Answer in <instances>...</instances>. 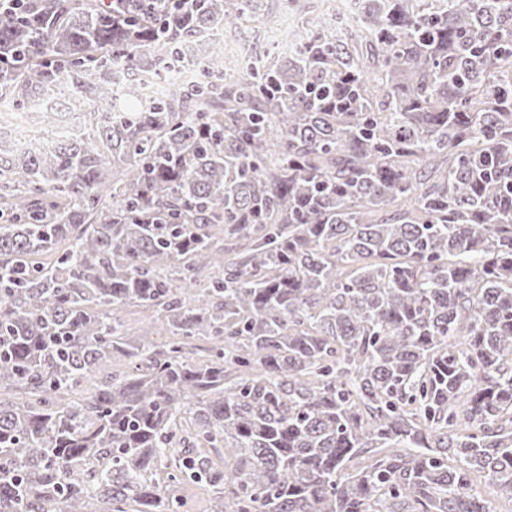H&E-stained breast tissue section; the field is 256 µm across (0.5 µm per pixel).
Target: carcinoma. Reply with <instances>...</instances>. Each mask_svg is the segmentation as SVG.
Here are the masks:
<instances>
[{
    "mask_svg": "<svg viewBox=\"0 0 512 512\" xmlns=\"http://www.w3.org/2000/svg\"><path fill=\"white\" fill-rule=\"evenodd\" d=\"M14 2L0 107L79 111L0 139V512H182L161 472L216 512L512 501V0H366L191 85L170 66L265 0ZM219 225L239 258L203 287ZM131 305L175 340H130ZM115 79L123 90L136 98H145L157 93L158 89L154 85L150 76L133 77L129 70L120 69L115 72ZM54 108L53 101H42L30 109V118L23 123L9 120H1L0 117V137L12 139L20 146L27 145L32 140H41L51 142L55 138V131L47 129L37 123L36 112L51 110ZM129 361L127 358L123 357L119 354H114L112 356L111 363L106 366L105 369L95 373L94 375L88 377L85 381H83L79 387L75 388L68 396L65 401L61 403H66L68 401H77L82 398L88 397L92 394L95 389L100 386L108 377L112 374L113 376L119 378L125 372L129 370ZM178 494L184 501V512H212L215 509V490L202 482L186 480L178 487Z\"/></svg>",
    "mask_w": 512,
    "mask_h": 512,
    "instance_id": "obj_1",
    "label": "carcinoma"
}]
</instances>
